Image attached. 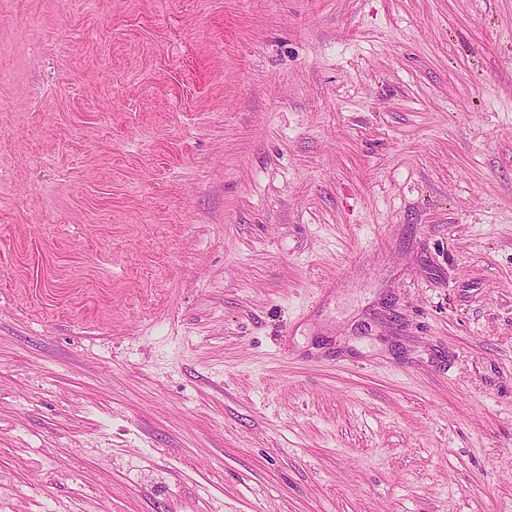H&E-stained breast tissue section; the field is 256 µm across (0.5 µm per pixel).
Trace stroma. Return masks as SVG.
<instances>
[{"label":"stroma","instance_id":"1","mask_svg":"<svg viewBox=\"0 0 512 512\" xmlns=\"http://www.w3.org/2000/svg\"><path fill=\"white\" fill-rule=\"evenodd\" d=\"M0 512H512V0H0Z\"/></svg>","mask_w":512,"mask_h":512}]
</instances>
